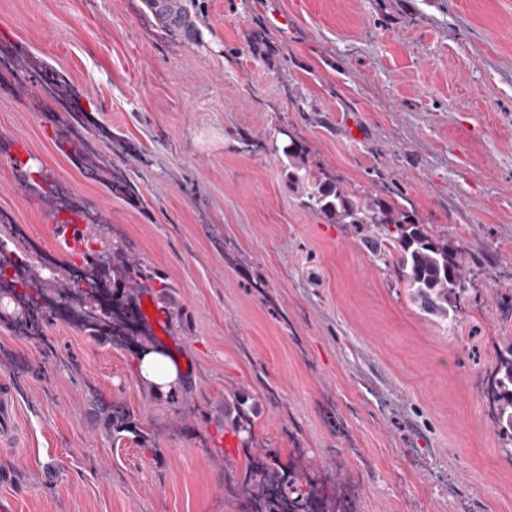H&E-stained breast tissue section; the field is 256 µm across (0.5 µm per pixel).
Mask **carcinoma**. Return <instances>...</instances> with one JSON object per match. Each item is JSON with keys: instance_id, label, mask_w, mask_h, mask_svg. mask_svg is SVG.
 I'll list each match as a JSON object with an SVG mask.
<instances>
[{"instance_id": "obj_1", "label": "carcinoma", "mask_w": 512, "mask_h": 512, "mask_svg": "<svg viewBox=\"0 0 512 512\" xmlns=\"http://www.w3.org/2000/svg\"><path fill=\"white\" fill-rule=\"evenodd\" d=\"M283 153L288 158V181L302 189L306 208L354 228L374 260L394 267L413 304L426 314L456 321L474 277L463 252L450 247L428 225L408 219L398 205L361 198L320 177L296 142H290ZM489 397L497 434L512 445V336L501 337ZM268 498L270 512L309 508V493L296 474L287 488L280 483L271 486Z\"/></svg>"}]
</instances>
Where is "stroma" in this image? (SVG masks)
<instances>
[{"label": "stroma", "instance_id": "1", "mask_svg": "<svg viewBox=\"0 0 512 512\" xmlns=\"http://www.w3.org/2000/svg\"><path fill=\"white\" fill-rule=\"evenodd\" d=\"M181 4L191 40L149 0H0V232L31 270L56 268L43 340L0 318L15 427L0 505L262 512L265 489L241 482L275 453L320 512H512L487 396L512 332V0ZM50 67L69 82L57 102L40 90ZM291 139L321 176L464 251L479 276L456 325L303 206L279 151ZM18 155L54 194L19 179ZM62 198L120 249L97 305L141 265L166 334L70 316L84 261L54 251ZM157 345L189 366L161 396L134 375ZM243 406L254 428L226 447ZM117 411L142 437L113 440Z\"/></svg>", "mask_w": 512, "mask_h": 512}]
</instances>
